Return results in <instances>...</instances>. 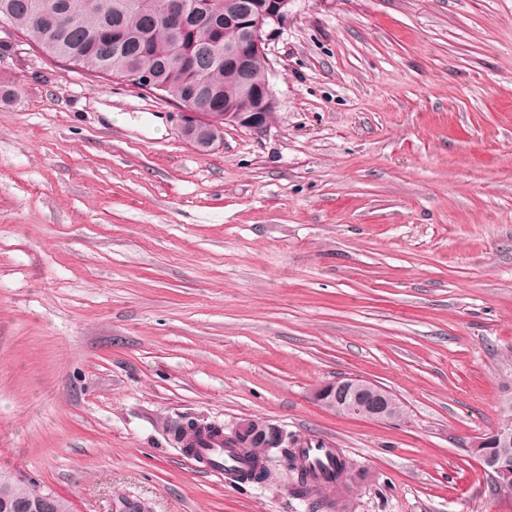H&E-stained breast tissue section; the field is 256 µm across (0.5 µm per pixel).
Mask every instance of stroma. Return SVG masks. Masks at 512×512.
Returning a JSON list of instances; mask_svg holds the SVG:
<instances>
[{"instance_id":"obj_1","label":"stroma","mask_w":512,"mask_h":512,"mask_svg":"<svg viewBox=\"0 0 512 512\" xmlns=\"http://www.w3.org/2000/svg\"><path fill=\"white\" fill-rule=\"evenodd\" d=\"M264 132L0 31V468L70 512H512L470 452L512 389V0H293ZM359 376L401 421L310 397ZM264 418L338 494L200 472L168 434Z\"/></svg>"}]
</instances>
